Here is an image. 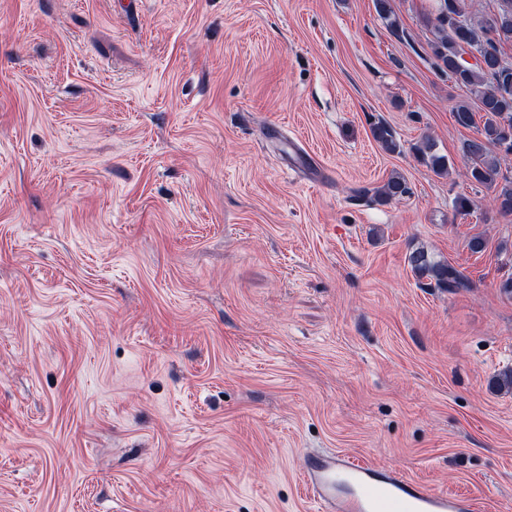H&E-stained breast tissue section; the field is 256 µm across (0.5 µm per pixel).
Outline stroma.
Masks as SVG:
<instances>
[{
  "instance_id": "stroma-1",
  "label": "stroma",
  "mask_w": 512,
  "mask_h": 512,
  "mask_svg": "<svg viewBox=\"0 0 512 512\" xmlns=\"http://www.w3.org/2000/svg\"><path fill=\"white\" fill-rule=\"evenodd\" d=\"M127 2L0 0V512H318L326 452L512 512V215L439 0ZM408 263L419 278H428L434 288H446L451 291L470 288L469 279L448 262L435 261L424 248L410 253Z\"/></svg>"
}]
</instances>
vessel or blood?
I'll return each mask as SVG.
<instances>
[{
  "instance_id": "b4317fda",
  "label": "vessel or blood",
  "mask_w": 512,
  "mask_h": 512,
  "mask_svg": "<svg viewBox=\"0 0 512 512\" xmlns=\"http://www.w3.org/2000/svg\"><path fill=\"white\" fill-rule=\"evenodd\" d=\"M304 481L323 512H481L478 500L437 492L404 476L345 460L311 459Z\"/></svg>"
}]
</instances>
